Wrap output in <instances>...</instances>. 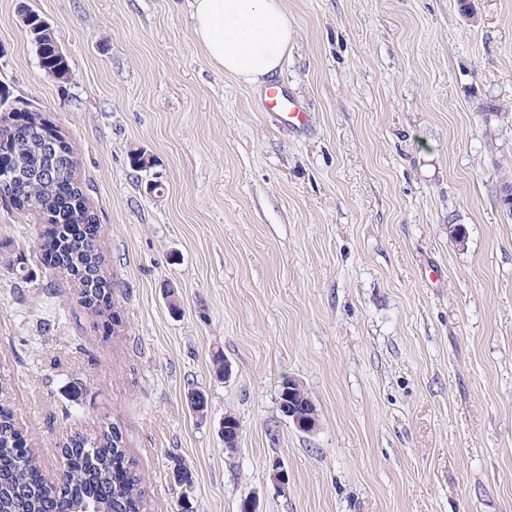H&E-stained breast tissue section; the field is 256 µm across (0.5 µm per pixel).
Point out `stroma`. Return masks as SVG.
Here are the masks:
<instances>
[{
    "instance_id": "stroma-1",
    "label": "stroma",
    "mask_w": 512,
    "mask_h": 512,
    "mask_svg": "<svg viewBox=\"0 0 512 512\" xmlns=\"http://www.w3.org/2000/svg\"><path fill=\"white\" fill-rule=\"evenodd\" d=\"M23 4L67 82L41 70ZM283 5L273 81L305 132L207 61L189 0H0V86L76 148L113 300L112 320L88 314L33 216L0 200L18 426L52 482L56 441L117 426L145 512H176L174 456L192 512H512V0ZM291 378L311 430L280 410Z\"/></svg>"
}]
</instances>
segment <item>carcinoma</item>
Returning <instances> with one entry per match:
<instances>
[{"label": "carcinoma", "instance_id": "carcinoma-1", "mask_svg": "<svg viewBox=\"0 0 512 512\" xmlns=\"http://www.w3.org/2000/svg\"><path fill=\"white\" fill-rule=\"evenodd\" d=\"M38 21L36 17L29 25L41 69L50 78L65 79L70 72L67 57L57 51L52 28ZM18 112L29 116V123L10 139L11 165L19 175L36 166L43 112L10 100V92L0 87V129L13 127ZM75 177L69 170L53 187L31 181L23 189L24 201L14 206L35 215H60L63 223L54 228L59 239L49 264L76 279L83 307L102 316L111 307L112 289L100 275L101 226L97 219H87L86 194L75 186ZM55 448L66 465L63 477L53 484L41 477L34 453L22 448L12 398L0 382V512H143V479L128 457L119 428L107 425L90 437L60 441Z\"/></svg>", "mask_w": 512, "mask_h": 512}]
</instances>
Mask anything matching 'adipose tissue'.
I'll return each instance as SVG.
<instances>
[{"label":"adipose tissue","instance_id":"ef3b65f1","mask_svg":"<svg viewBox=\"0 0 512 512\" xmlns=\"http://www.w3.org/2000/svg\"><path fill=\"white\" fill-rule=\"evenodd\" d=\"M193 32L208 62L259 85L279 72L292 40L282 0H192Z\"/></svg>","mask_w":512,"mask_h":512}]
</instances>
